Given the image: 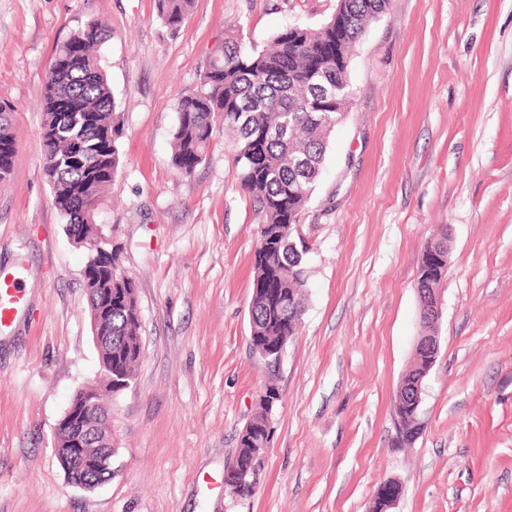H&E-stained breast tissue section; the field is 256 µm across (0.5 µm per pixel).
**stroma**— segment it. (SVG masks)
<instances>
[{
    "instance_id": "stroma-1",
    "label": "stroma",
    "mask_w": 512,
    "mask_h": 512,
    "mask_svg": "<svg viewBox=\"0 0 512 512\" xmlns=\"http://www.w3.org/2000/svg\"><path fill=\"white\" fill-rule=\"evenodd\" d=\"M338 0H195L170 34L156 0H0V104L13 173L0 184V275L22 304L0 327V512H512V0H388L352 51L351 103L299 229L309 247L299 331L276 368L250 350L257 207L216 130L204 163L172 164L181 91L225 38L265 45L317 28ZM91 22L123 114L120 166L97 223L138 291L141 357L107 394L112 476H65L55 428L99 378L84 248L44 174L42 86ZM451 238L421 431L396 443L393 396L419 321L426 241ZM282 400L253 495L224 467L267 383Z\"/></svg>"
}]
</instances>
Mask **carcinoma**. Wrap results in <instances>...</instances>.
Returning <instances> with one entry per match:
<instances>
[{
  "label": "carcinoma",
  "instance_id": "obj_1",
  "mask_svg": "<svg viewBox=\"0 0 512 512\" xmlns=\"http://www.w3.org/2000/svg\"><path fill=\"white\" fill-rule=\"evenodd\" d=\"M388 0H341V38L336 22L318 29L287 26L268 48L247 46L229 37L200 71L195 85L178 97L172 133V163L184 176L192 175L208 156L218 118L231 133L233 164L243 191L263 214L250 302L252 352L283 353L296 335L307 299V247L293 236L292 224L308 204L328 148V134L351 100L348 81L350 48L370 22L382 15ZM194 0H157L159 18L173 34L180 30ZM83 38L76 49L67 41L57 50L42 87V159L53 201L75 242H84L87 261L82 287L89 303L91 327L112 337V346L98 351L100 374L90 422L112 435L103 392H117L119 383L133 379L141 355V320L134 281L122 274L120 256L96 225V214L120 165L119 140L123 120L95 48L106 30L90 23L75 32ZM13 107L0 105V181L10 177L15 153ZM423 336L414 362L401 380V398L415 390L434 363L437 350H424ZM280 401L270 384L258 408L240 431L234 460L246 468L261 444L273 435L274 407ZM417 416L401 417V444L419 434ZM57 455L68 479L92 485L104 467L69 463L64 440ZM225 476L232 497L252 494L255 484Z\"/></svg>",
  "mask_w": 512,
  "mask_h": 512
}]
</instances>
